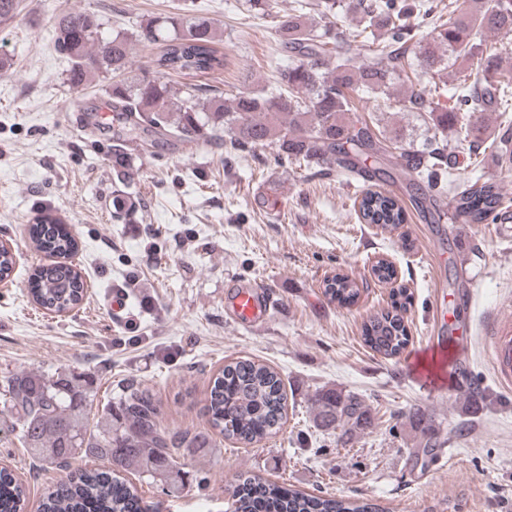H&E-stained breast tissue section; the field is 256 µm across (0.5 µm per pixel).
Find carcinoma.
I'll list each match as a JSON object with an SVG mask.
<instances>
[{"label":"carcinoma","mask_w":512,"mask_h":512,"mask_svg":"<svg viewBox=\"0 0 512 512\" xmlns=\"http://www.w3.org/2000/svg\"><path fill=\"white\" fill-rule=\"evenodd\" d=\"M249 8L272 18L278 44L293 58L275 66V86L266 95L238 91L226 99L201 86L178 87L172 74L211 75L224 70L225 55L217 47L213 22L201 15L156 13L139 25V37L161 51L151 67L131 70L130 37L112 33L100 38L98 15L74 10L61 15L55 27V45L67 61L65 81L77 91L91 82H105V93L118 127L128 140L162 135L198 147L224 135V153L242 157L269 147L279 165L296 164L310 175L346 180L374 179L409 193L422 217L442 218L439 201L450 198V220L462 224H490L499 219L506 203L499 183L482 176L448 185L447 169L456 160L448 150L447 134L465 128L457 147L480 161L481 150L503 149L512 140V128L497 122L496 113L512 112V69L503 68L498 48L476 39L477 31L512 33V0H318L325 24L313 25L308 4L286 12L273 10L272 0H248ZM360 20L346 38L348 10ZM429 20V37L419 35L420 23ZM370 50L366 62H354L353 43ZM438 71H465L454 88L453 105L443 107L424 90L408 86L401 97L397 83L412 82L414 62ZM380 100L376 111L398 109L425 112L435 135L422 148L398 130L386 137L358 119L363 95ZM133 153L122 144L112 148V173L125 177ZM359 218L366 224L396 228L407 221L402 198L392 190L368 188L356 198ZM34 238L36 248L66 257L78 248L77 240L61 226L53 210H40ZM360 284L336 272L324 280V294L332 302L353 303L361 296ZM30 293L42 308L60 313L83 298L84 284L69 264L41 266L33 274ZM412 294L400 288L391 308L375 313L364 325V343L374 352L393 358L409 344L403 313ZM97 391L91 381L73 372L54 375L19 370L0 380V412L26 452L43 466L69 469L76 459L121 462V469L84 468L66 474L49 486L44 512H72L78 503L94 504L98 512L147 510L131 473L168 490L183 480L182 463L175 448H211L213 432L244 446L277 434L287 417V397L280 373L251 358L224 364L212 381L207 403L209 429L175 433L161 424L150 395L133 386L122 387L110 398L95 426L89 415ZM314 427L323 435L342 430L354 436L369 429L376 408L362 395L338 388H323L311 399ZM412 423L427 435L421 447L433 455L429 436L432 416L417 412ZM16 505L24 488L13 475L0 469V498ZM232 512H380L363 498L314 495L286 482L270 481L251 471L238 475Z\"/></svg>","instance_id":"1"}]
</instances>
